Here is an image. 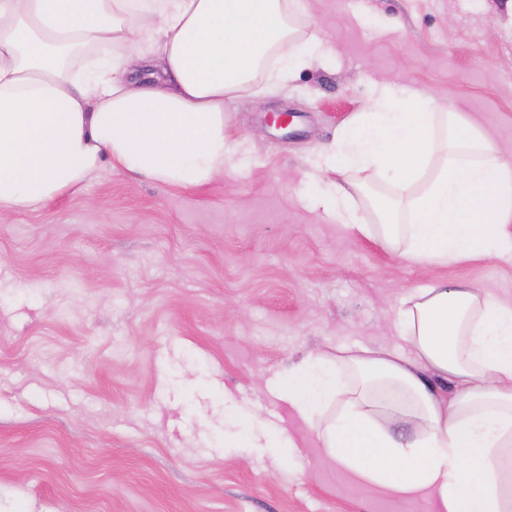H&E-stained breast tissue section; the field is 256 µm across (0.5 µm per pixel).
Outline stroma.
I'll list each match as a JSON object with an SVG mask.
<instances>
[{"mask_svg": "<svg viewBox=\"0 0 512 512\" xmlns=\"http://www.w3.org/2000/svg\"><path fill=\"white\" fill-rule=\"evenodd\" d=\"M301 23L331 56L227 104L246 150L222 179L106 166L0 223V512H425L355 482L269 383L394 338L429 278L512 294V260L419 270L306 192L375 81L455 106L512 163V0H303ZM275 413L303 475L253 445Z\"/></svg>", "mask_w": 512, "mask_h": 512, "instance_id": "35a3bbf8", "label": "stroma"}]
</instances>
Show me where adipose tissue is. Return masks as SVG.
<instances>
[{
    "instance_id": "1",
    "label": "adipose tissue",
    "mask_w": 512,
    "mask_h": 512,
    "mask_svg": "<svg viewBox=\"0 0 512 512\" xmlns=\"http://www.w3.org/2000/svg\"><path fill=\"white\" fill-rule=\"evenodd\" d=\"M302 0H0V219L103 165L204 186L233 153L225 105L325 57ZM294 53H285V46ZM313 166L311 198L351 234L429 269L512 258V163L477 124L378 82ZM378 177L400 216L367 223L339 177ZM400 344L309 354L274 395L358 480L430 512H512V296L431 280ZM410 426L394 436L393 423Z\"/></svg>"
}]
</instances>
